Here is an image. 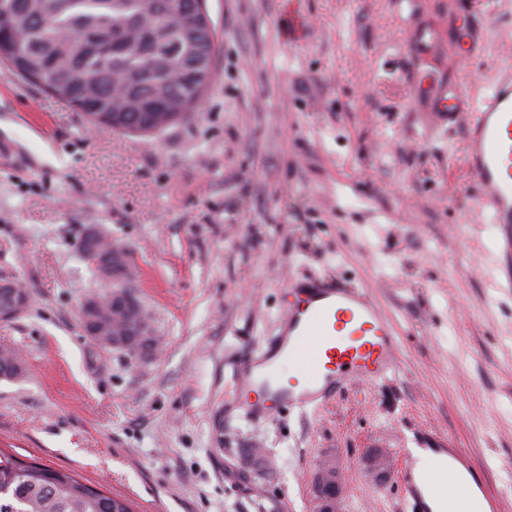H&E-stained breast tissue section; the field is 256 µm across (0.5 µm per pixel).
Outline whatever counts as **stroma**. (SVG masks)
Returning a JSON list of instances; mask_svg holds the SVG:
<instances>
[{
  "label": "stroma",
  "instance_id": "1",
  "mask_svg": "<svg viewBox=\"0 0 512 512\" xmlns=\"http://www.w3.org/2000/svg\"><path fill=\"white\" fill-rule=\"evenodd\" d=\"M479 58L447 40L462 8ZM210 88L155 135L89 125L0 64V279L29 291L0 322L22 369L0 378V449L73 472L133 512H310L342 472V512H405L401 449L460 448L512 512V279L476 199L463 128L421 112L433 71L471 97L512 66V0H206ZM304 19L297 39L283 24ZM441 41L413 58L412 25ZM123 245L162 348L85 335L101 286L87 225ZM364 289L400 341L394 379L276 424L222 427L225 362L275 335L288 285ZM389 472H370L371 449ZM107 296H104L103 293H92L88 295L82 304L81 307V322L83 326H95L97 327V332L90 333L92 336L88 335L90 339L96 343L97 345L101 344L100 337H107L112 339V343L107 344V347L112 348H125L128 345V342L125 338L116 337L112 333L110 335L108 333L107 326H104L102 322L98 319V312L100 308L104 304V300ZM313 512L341 511V479L338 469L323 464L315 475Z\"/></svg>",
  "mask_w": 512,
  "mask_h": 512
}]
</instances>
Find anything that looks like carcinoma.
<instances>
[{"mask_svg":"<svg viewBox=\"0 0 512 512\" xmlns=\"http://www.w3.org/2000/svg\"><path fill=\"white\" fill-rule=\"evenodd\" d=\"M193 0H10L0 14V62L21 79L44 75L54 95L92 116L131 125L189 116L208 88L216 46L185 18ZM132 351L155 349L140 303L118 312ZM0 344V377L18 374ZM0 512H132L129 501L72 473L0 451Z\"/></svg>","mask_w":512,"mask_h":512,"instance_id":"1","label":"carcinoma"}]
</instances>
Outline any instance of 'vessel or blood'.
<instances>
[{
    "label": "vessel or blood",
    "mask_w": 512,
    "mask_h": 512,
    "mask_svg": "<svg viewBox=\"0 0 512 512\" xmlns=\"http://www.w3.org/2000/svg\"><path fill=\"white\" fill-rule=\"evenodd\" d=\"M453 34L461 56L480 55L481 25L469 11L460 13ZM437 41L430 25L420 23L410 31L415 51ZM412 78L424 111L436 124L465 122L477 197L492 223L507 226L505 252L512 257V71L501 75L477 104L434 74L417 70ZM398 350L392 325L365 292L318 281L288 287L276 336L231 368L235 390L224 403V419L273 421L352 385L390 380ZM428 454L442 471L467 465L455 448H432ZM415 462L413 452L405 451L401 489L406 506L409 512H435L434 485Z\"/></svg>",
    "instance_id": "obj_1"
}]
</instances>
